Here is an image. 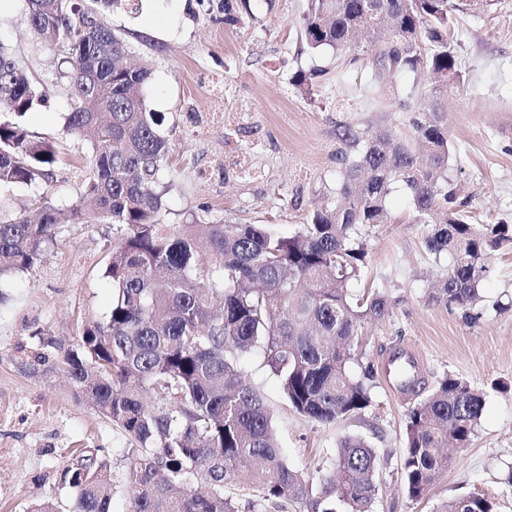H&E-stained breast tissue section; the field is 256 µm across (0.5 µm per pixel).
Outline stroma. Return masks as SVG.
<instances>
[{
	"label": "stroma",
	"instance_id": "obj_1",
	"mask_svg": "<svg viewBox=\"0 0 512 512\" xmlns=\"http://www.w3.org/2000/svg\"><path fill=\"white\" fill-rule=\"evenodd\" d=\"M237 23L224 21V4ZM451 46L461 74L441 103L428 94L423 72L388 77L377 67L380 47L358 55L307 50L300 21L308 0H141L137 12L107 20L150 73L148 105L164 113L171 179L163 188V221L271 224L283 234L327 202L339 178L338 134L408 131L413 101L448 129L452 171L468 189L466 208L480 221L512 225V0H453ZM0 38L23 58L48 92L25 124L53 139L60 162L48 185L55 201H79L88 178L86 143L63 132L71 109L59 78L60 56L42 49L26 19L24 0H0ZM313 74L310 90L297 74ZM390 220L362 236L367 265L353 293L386 289L387 316L361 329L358 361L381 367L394 346L414 350L427 383L451 374L484 393V408L468 448L455 453L440 481L421 499L404 492L400 455L411 400L381 380L372 406L337 425L322 426L289 410L260 352L244 367L273 414L280 446L296 469L313 470L358 436L383 459L376 512H435L467 490L497 499L512 512L503 478L512 468V250L497 254L482 285V317L463 321L458 310L431 297L442 270L425 248L428 230L411 223L407 197L394 191ZM118 227L64 225L34 268L18 275L0 302V512H31L37 500L68 512L70 471L77 449H104L114 487L112 512H127L125 433L104 419L56 367L57 352L37 331L66 344L112 303L104 271Z\"/></svg>",
	"mask_w": 512,
	"mask_h": 512
}]
</instances>
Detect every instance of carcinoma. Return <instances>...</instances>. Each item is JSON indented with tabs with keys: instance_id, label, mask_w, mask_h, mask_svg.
<instances>
[{
	"instance_id": "carcinoma-1",
	"label": "carcinoma",
	"mask_w": 512,
	"mask_h": 512,
	"mask_svg": "<svg viewBox=\"0 0 512 512\" xmlns=\"http://www.w3.org/2000/svg\"><path fill=\"white\" fill-rule=\"evenodd\" d=\"M41 43L58 49L70 69L71 110L64 130L90 146L86 197L92 215L123 231L106 277L112 306L88 323L73 347L47 337L79 396L128 437L129 512H240L238 492L302 503L307 512H374L382 460L361 437L345 439L315 467L294 469L278 446L269 405L243 370L253 350L275 377L289 408L329 425L361 414L372 402L376 373L347 371L364 322L384 317L389 296L371 288L349 293L366 257L361 231L387 223L394 188L407 193L414 224L431 226L426 250L451 262L434 298L475 323L482 285L498 251L512 244V225L473 224L463 209L466 187L451 172L448 129L410 120V133L350 128L339 135L336 192L290 236L269 224L161 219L160 182L169 154L165 116L149 108L150 72L132 65L131 47L107 22L135 0H25ZM310 0L302 27L307 48L354 53V36L387 44L394 71L423 66L442 96L460 78L448 40L451 0ZM430 46L421 58L412 48ZM46 91L26 63L0 41V190L46 184L57 163L50 140H36L27 113ZM38 218L0 221V289L32 269L63 224H82V202L61 208L38 196ZM400 387H414L400 456L405 492L426 495L448 470L441 451L468 447L484 394L466 378L446 375L425 387L409 367ZM151 395L149 405L143 393ZM109 459L90 448L76 459L70 512H112ZM238 492H233L232 488ZM436 512H498V503L460 492Z\"/></svg>"
}]
</instances>
